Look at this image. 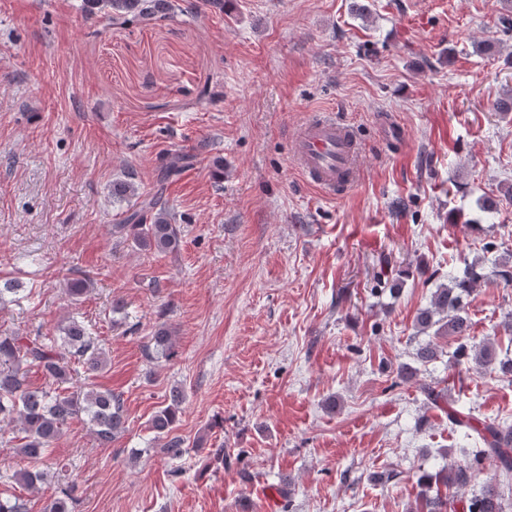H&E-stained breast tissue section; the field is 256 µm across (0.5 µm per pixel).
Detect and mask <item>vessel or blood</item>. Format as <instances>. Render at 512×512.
<instances>
[{"label":"vessel or blood","mask_w":512,"mask_h":512,"mask_svg":"<svg viewBox=\"0 0 512 512\" xmlns=\"http://www.w3.org/2000/svg\"><path fill=\"white\" fill-rule=\"evenodd\" d=\"M289 145L293 166L327 196L344 194L360 179L362 147L351 125L335 114H316L292 129Z\"/></svg>","instance_id":"obj_1"}]
</instances>
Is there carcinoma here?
I'll return each mask as SVG.
<instances>
[{
	"instance_id": "1",
	"label": "carcinoma",
	"mask_w": 512,
	"mask_h": 512,
	"mask_svg": "<svg viewBox=\"0 0 512 512\" xmlns=\"http://www.w3.org/2000/svg\"><path fill=\"white\" fill-rule=\"evenodd\" d=\"M84 11L90 15L132 16L151 20L168 14L174 8L171 0H83ZM186 166V158L169 154L160 159L157 189L139 195L130 181L112 182V197L130 202L123 222L112 225V235L131 242L140 250H154L159 254H173L180 250V225L174 223L165 185L179 175ZM498 279L512 282V271L493 266L485 269L478 264L465 267L463 275L454 278L433 293L430 305L417 317L418 328L433 330L434 340L420 346L415 360L421 365L437 359L440 346L437 338L470 336L471 321L465 312L463 299L481 283ZM94 288L92 279L80 275L67 280L66 292L71 301L78 302ZM173 330L161 323L149 337L146 347L148 360L167 359L173 354ZM473 359L483 369L496 370L512 377V358H499L494 344L484 342L475 347ZM99 373L108 366L106 352L100 342L89 335L82 321L69 317L58 325V335L23 336L15 332L0 334V422L17 421L24 436L16 447L21 456L38 462L62 434L63 426L74 417H84L99 442L109 444L126 431V417L121 396L110 389L85 383L76 390L64 384L73 380V364ZM37 367L56 384L53 390L31 388L27 371ZM185 399L179 387L170 390L167 405L157 411L149 423L154 439L165 441L167 454L177 457L184 452V441L171 436L174 423L181 413ZM451 424L463 430V436L481 444L480 455L495 461L500 474L512 477V425L487 422L471 413H448ZM475 468L469 464L446 465L421 476L422 492L419 512H447L448 497L441 487L466 486L474 480ZM15 486L0 489V512H28L27 503L16 493V487L36 489L47 480L46 473L37 467L23 469L12 475ZM509 483L485 485L465 502V512H502L504 489ZM73 493L50 498L44 512H72Z\"/></svg>"
}]
</instances>
